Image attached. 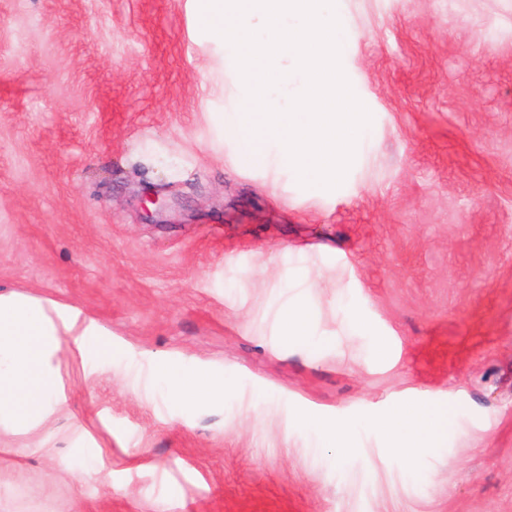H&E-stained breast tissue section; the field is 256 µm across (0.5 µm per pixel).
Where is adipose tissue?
Here are the masks:
<instances>
[{"instance_id":"obj_1","label":"adipose tissue","mask_w":512,"mask_h":512,"mask_svg":"<svg viewBox=\"0 0 512 512\" xmlns=\"http://www.w3.org/2000/svg\"><path fill=\"white\" fill-rule=\"evenodd\" d=\"M91 334L90 326L69 309L52 313L28 297L0 294V426L28 431L63 409L54 357L68 336L72 356L85 359L95 347ZM161 372L183 404H211L224 397L223 377L209 370L188 372L168 362ZM374 425L395 452L411 459L438 438L440 418L426 403L415 402L383 409Z\"/></svg>"}]
</instances>
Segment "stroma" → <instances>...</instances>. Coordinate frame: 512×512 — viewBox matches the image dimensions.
I'll list each match as a JSON object with an SVG mask.
<instances>
[{"mask_svg":"<svg viewBox=\"0 0 512 512\" xmlns=\"http://www.w3.org/2000/svg\"><path fill=\"white\" fill-rule=\"evenodd\" d=\"M345 5L372 122L315 195L232 166L192 0H0V294L108 348L0 427V512H512V0ZM171 359L232 388L183 406ZM416 399L448 434L407 462L371 418ZM312 323V315L307 305H297L288 308L283 317V325L286 335L307 336Z\"/></svg>","mask_w":512,"mask_h":512,"instance_id":"obj_1","label":"stroma"}]
</instances>
